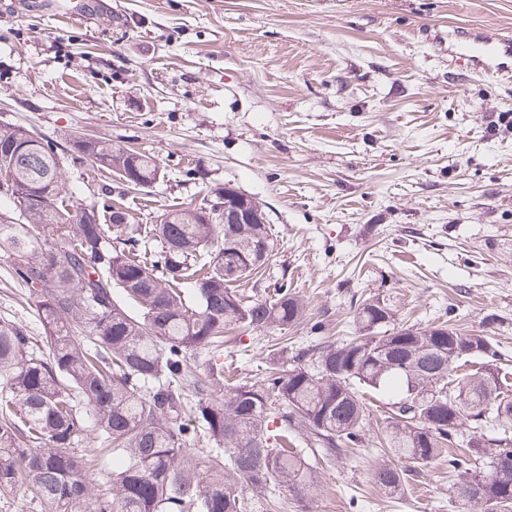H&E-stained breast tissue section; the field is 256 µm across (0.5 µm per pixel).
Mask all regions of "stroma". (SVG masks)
<instances>
[{"mask_svg":"<svg viewBox=\"0 0 512 512\" xmlns=\"http://www.w3.org/2000/svg\"><path fill=\"white\" fill-rule=\"evenodd\" d=\"M91 3L81 20L79 0H0V119L60 144L123 141L165 167L145 193L65 160L77 203L107 190L151 224L232 184L271 225L258 288L288 281L307 306L291 346L354 335L355 300L378 296L398 323L448 320L512 360V77L454 53L465 34L512 38V0ZM30 303L0 257V322L40 336ZM278 341L225 345V371L261 379ZM378 454L370 437L317 461V494L279 493L274 512H465L447 461L390 499L370 480Z\"/></svg>","mask_w":512,"mask_h":512,"instance_id":"stroma-1","label":"stroma"}]
</instances>
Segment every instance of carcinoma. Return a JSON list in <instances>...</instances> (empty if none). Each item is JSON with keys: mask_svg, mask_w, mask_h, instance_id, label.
I'll return each mask as SVG.
<instances>
[{"mask_svg": "<svg viewBox=\"0 0 512 512\" xmlns=\"http://www.w3.org/2000/svg\"><path fill=\"white\" fill-rule=\"evenodd\" d=\"M0 144L13 146L0 154V198L13 205L0 217V256L43 329L37 339L0 322V498L27 497L41 512H243L249 490L273 509L281 490L301 500L317 490L304 448L334 460L364 446L366 397L388 394L375 486L396 493L406 473L446 457L464 504L512 512V368L490 337L401 325L370 296L356 300L349 340L322 337L292 355L282 347L289 367L276 362L227 390L224 363L210 358L190 383L189 353L220 351L230 330L284 334L306 316L285 283L266 297L241 290L274 256L268 222L221 223L215 187L132 224L110 198L76 206L63 162L85 159L143 191L165 177L154 156L81 134L63 152L2 119ZM205 207L212 224L201 223ZM230 264L237 273L226 278ZM473 358L484 362L474 369ZM91 427L119 459L104 493L75 452ZM200 438L205 447H191Z\"/></svg>", "mask_w": 512, "mask_h": 512, "instance_id": "carcinoma-1", "label": "carcinoma"}]
</instances>
